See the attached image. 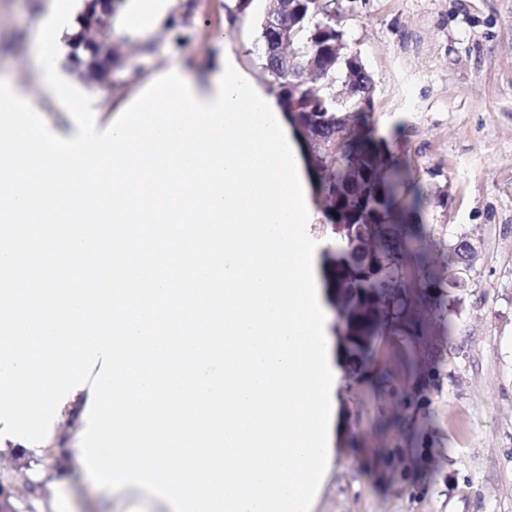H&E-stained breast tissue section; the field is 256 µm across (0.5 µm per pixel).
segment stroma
<instances>
[{"instance_id": "35a3bbf8", "label": "stroma", "mask_w": 512, "mask_h": 512, "mask_svg": "<svg viewBox=\"0 0 512 512\" xmlns=\"http://www.w3.org/2000/svg\"><path fill=\"white\" fill-rule=\"evenodd\" d=\"M179 32L150 49L113 44L120 55L111 91L116 111L168 62L204 77L233 51L268 93L257 55L268 0H192ZM53 0H0V79L31 92L47 123L69 125L32 67ZM341 28L374 76L375 135L402 153L422 185L447 188L448 206L428 207L435 234L468 235L477 246L460 329L437 392L385 431L392 397L342 379L333 433L336 461L313 512H512V0H343ZM56 496L82 512L125 505L63 458L51 470Z\"/></svg>"}]
</instances>
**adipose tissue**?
Masks as SVG:
<instances>
[{"instance_id": "ef3b65f1", "label": "adipose tissue", "mask_w": 512, "mask_h": 512, "mask_svg": "<svg viewBox=\"0 0 512 512\" xmlns=\"http://www.w3.org/2000/svg\"><path fill=\"white\" fill-rule=\"evenodd\" d=\"M181 17L179 0H122L115 18L119 35L137 44H149Z\"/></svg>"}]
</instances>
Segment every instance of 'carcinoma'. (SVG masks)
<instances>
[{"instance_id":"1","label":"carcinoma","mask_w":512,"mask_h":512,"mask_svg":"<svg viewBox=\"0 0 512 512\" xmlns=\"http://www.w3.org/2000/svg\"><path fill=\"white\" fill-rule=\"evenodd\" d=\"M341 9L340 0H271L265 16L292 24V51L278 50L263 22L259 59L283 112L321 142L314 166L325 174L320 194L336 236L322 269L344 323L340 353L352 373L372 369L384 393L408 388L407 409L429 397L445 365L476 246L461 234L443 242L440 259L427 248L434 225L424 223L423 209L447 207L448 193L424 192L369 132L374 79L358 54L339 47ZM338 82L349 87L350 112Z\"/></svg>"}]
</instances>
